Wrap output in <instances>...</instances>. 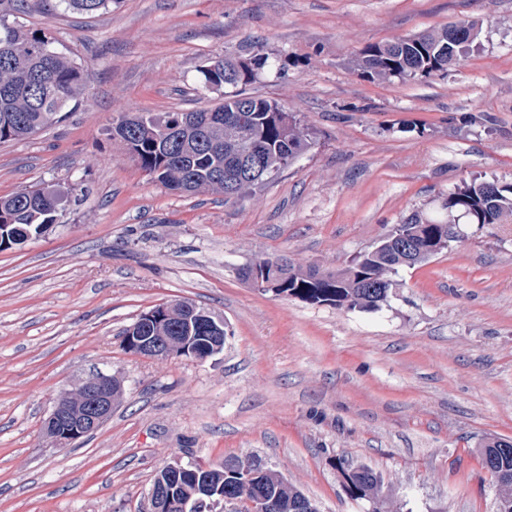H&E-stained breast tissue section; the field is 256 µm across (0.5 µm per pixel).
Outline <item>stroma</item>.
<instances>
[{"mask_svg": "<svg viewBox=\"0 0 512 512\" xmlns=\"http://www.w3.org/2000/svg\"><path fill=\"white\" fill-rule=\"evenodd\" d=\"M85 71L61 121L0 144V196L84 187L41 237L0 252V512H151L161 468L259 456L319 512H368L333 464L384 478L382 512H497L482 443L512 440V218L402 267L376 310L253 288L272 253L345 266L413 213L442 216L462 184L512 182V0H112L91 17L61 0L6 14ZM475 22L447 74L373 81L369 44ZM246 94L282 105L313 145L242 200L178 193L112 137L127 112H188L224 96L211 60L256 48ZM187 299L220 316L204 361L124 349L143 312ZM122 397L59 447L43 422L96 373Z\"/></svg>", "mask_w": 512, "mask_h": 512, "instance_id": "obj_1", "label": "stroma"}]
</instances>
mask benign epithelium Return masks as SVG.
<instances>
[{"mask_svg":"<svg viewBox=\"0 0 512 512\" xmlns=\"http://www.w3.org/2000/svg\"><path fill=\"white\" fill-rule=\"evenodd\" d=\"M198 336H128L124 345L137 354L150 357H168L178 351L191 352L198 360H206L221 352L224 346V320L207 310H195ZM119 385L112 377L98 374L72 390L60 395L45 421V432L59 446H66L86 434L96 431L112 413L119 396ZM183 466L171 465L155 478L150 497L153 512H165L169 507L170 486L180 477ZM201 498L218 507L236 503L238 499L222 487L202 485L196 490Z\"/></svg>","mask_w":512,"mask_h":512,"instance_id":"obj_1","label":"benign epithelium"}]
</instances>
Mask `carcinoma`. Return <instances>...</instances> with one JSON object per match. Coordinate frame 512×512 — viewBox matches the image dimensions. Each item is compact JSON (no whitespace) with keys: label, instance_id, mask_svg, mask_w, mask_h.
<instances>
[{"label":"carcinoma","instance_id":"1","mask_svg":"<svg viewBox=\"0 0 512 512\" xmlns=\"http://www.w3.org/2000/svg\"><path fill=\"white\" fill-rule=\"evenodd\" d=\"M65 7L81 14L106 8L111 0H61ZM461 27L475 30L472 23L447 25L440 29L369 44L360 49L353 66L372 80L430 77L446 72L472 41L464 37L448 41V31ZM270 66L269 55L257 52L245 61L219 59L200 70L205 86L219 89L250 83L258 72ZM86 89L82 68L54 46L46 35L19 23L0 19V143L33 136L60 121V113ZM130 158L152 179L182 193L217 191L225 198H242L274 174L288 168L310 147V134L296 116L279 104L240 91L224 94V100L206 109L189 112L125 114L112 126ZM495 190H488V185ZM60 202L50 190L25 187L0 197V225H8V236L22 229L31 233L51 224ZM441 209L467 224H502L512 216V183H469L448 193ZM406 237L413 244L409 260L400 262L390 242ZM454 239L448 225L414 214L386 239L379 252H367L357 263L336 270L298 267L286 254H272L248 268L246 277L263 275L279 284L278 294L311 304L371 310L384 303L394 283L391 274L402 266L414 267L442 253ZM382 280L386 287L369 292L365 281ZM481 465L496 480L498 512H512V445L504 448L496 440L478 449ZM257 473L248 499L276 502L274 512H290L295 488L285 487L264 473L263 462H251ZM344 476L347 494L379 500L383 491L380 474L368 467L347 468L336 458ZM243 475L235 460L209 472L196 463L182 472L172 485L168 512H183L181 505L195 484L210 481L236 489Z\"/></svg>","mask_w":512,"mask_h":512}]
</instances>
